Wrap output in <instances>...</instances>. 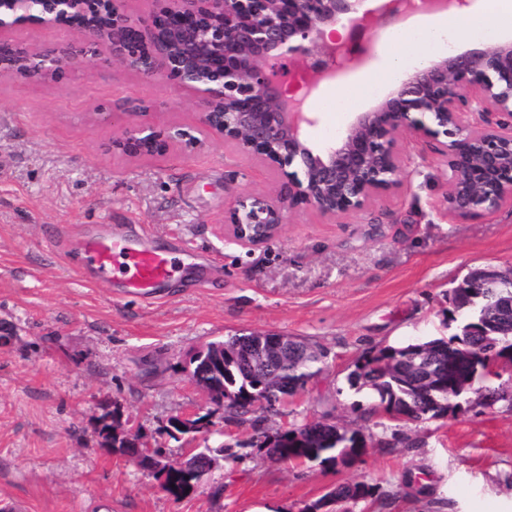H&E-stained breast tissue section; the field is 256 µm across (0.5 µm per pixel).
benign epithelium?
I'll use <instances>...</instances> for the list:
<instances>
[{
  "mask_svg": "<svg viewBox=\"0 0 512 512\" xmlns=\"http://www.w3.org/2000/svg\"><path fill=\"white\" fill-rule=\"evenodd\" d=\"M133 16L126 0H0V34L35 22L69 25L84 36L49 49L16 46L0 37V76L60 82L87 56L145 78H160L198 96V135L139 124L112 137L106 151L132 160L160 157L176 147L204 148L221 139L283 176L273 192L241 197L224 216L225 231L243 247L271 239L288 214L313 209L324 217L355 213L404 185L399 138L434 141L448 154V204L461 216L512 205V42L439 57L405 74L372 108L356 113L326 147L305 137L313 123L309 93L376 56L374 32L397 20L399 0H151ZM349 23L357 41L336 36ZM471 112L479 119L468 122ZM495 285L512 292V267L477 269L459 288ZM279 354L298 352L297 338L270 334ZM209 403L226 405L231 392L199 384ZM208 420L180 417L170 433H202ZM221 450L198 458L208 474ZM168 459L152 453L144 470L166 484Z\"/></svg>",
  "mask_w": 512,
  "mask_h": 512,
  "instance_id": "benign-epithelium-1",
  "label": "benign epithelium"
}]
</instances>
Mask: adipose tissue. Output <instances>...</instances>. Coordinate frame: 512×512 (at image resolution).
Instances as JSON below:
<instances>
[{"label":"adipose tissue","mask_w":512,"mask_h":512,"mask_svg":"<svg viewBox=\"0 0 512 512\" xmlns=\"http://www.w3.org/2000/svg\"><path fill=\"white\" fill-rule=\"evenodd\" d=\"M478 28L505 35L512 33V0H482L474 11L456 8L449 12L421 15L391 26L387 42L378 45L376 50L382 60L380 69L361 70L353 87L365 90L378 74L388 82H396L411 51L470 40Z\"/></svg>","instance_id":"ef3b65f1"}]
</instances>
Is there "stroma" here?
Masks as SVG:
<instances>
[{
	"label": "stroma",
	"instance_id": "obj_1",
	"mask_svg": "<svg viewBox=\"0 0 512 512\" xmlns=\"http://www.w3.org/2000/svg\"><path fill=\"white\" fill-rule=\"evenodd\" d=\"M131 102L152 105L155 124L198 125L190 95L118 66L75 63L50 85L0 77V512H303L341 483L377 488L350 512H512V403L394 421L348 381L366 352L456 333L452 289L475 268L512 266V206L459 216L447 155L403 136L401 190L334 219L292 213L245 248L224 213L280 174L218 139L141 160L103 152L134 123ZM88 224L194 250L204 284L179 272L144 300L91 280L50 248ZM253 333L325 357L276 411L243 420L209 404L187 366L203 344ZM108 413L169 459L206 445L224 459L202 487L169 494L103 446ZM194 413L208 432L172 438L170 420ZM316 420L358 431L364 454L331 467L261 450L265 435Z\"/></svg>",
	"mask_w": 512,
	"mask_h": 512
}]
</instances>
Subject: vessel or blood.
Here are the masks:
<instances>
[{
    "mask_svg": "<svg viewBox=\"0 0 512 512\" xmlns=\"http://www.w3.org/2000/svg\"><path fill=\"white\" fill-rule=\"evenodd\" d=\"M71 261L90 278L118 280L125 292L146 299L160 294L177 263L172 253L148 248L138 237L113 234L108 224L93 225Z\"/></svg>",
    "mask_w": 512,
    "mask_h": 512,
    "instance_id": "b4317fda",
    "label": "vessel or blood"
}]
</instances>
